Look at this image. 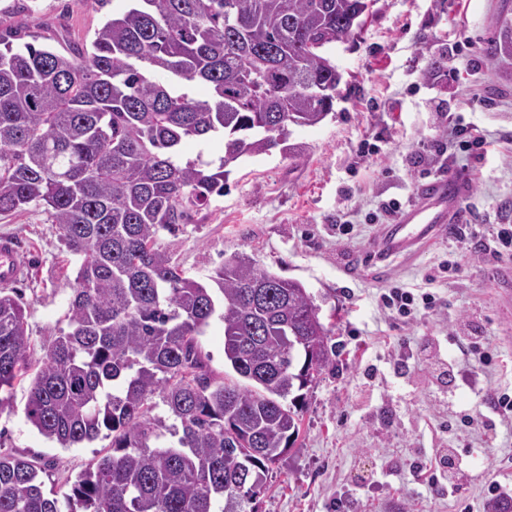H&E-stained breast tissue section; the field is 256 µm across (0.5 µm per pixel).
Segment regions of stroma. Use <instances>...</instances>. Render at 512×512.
I'll return each mask as SVG.
<instances>
[{"label": "stroma", "instance_id": "stroma-1", "mask_svg": "<svg viewBox=\"0 0 512 512\" xmlns=\"http://www.w3.org/2000/svg\"><path fill=\"white\" fill-rule=\"evenodd\" d=\"M125 0H0V28L40 35L53 48L88 44ZM512 22V0H375L366 24L329 54L343 74L334 110L320 124L296 127L280 151L232 169L223 195L194 208L157 244L189 275L203 277L240 255L256 267L299 281L330 331L336 355L303 389L300 434L273 465L244 512H488L492 481L512 486V421L490 407L491 394L512 396V321L500 291L512 289V257L489 256L458 271L442 266L470 251L473 229L512 225V64L485 53ZM447 70L429 72L432 58ZM463 115L488 140L483 156L460 158L467 182L462 210L436 238L384 262L371 251L382 226L380 203L411 205L418 172L448 171L430 150L447 141L448 118ZM376 148L360 156L362 142ZM352 224L347 236L336 221ZM14 239L27 278L16 283L27 308L32 361H41L66 329L76 265L58 225L43 209L0 215V238ZM400 286L440 298L406 324L377 306L381 289ZM476 314L480 344L493 360L478 366L463 353L457 318ZM210 376L234 380L224 362V324L212 319L200 338ZM28 380L16 382L0 411V451L56 460L45 490L69 493V479L103 453V441L63 448L28 421ZM451 448L471 477L456 491L447 480L428 488L417 477L436 449Z\"/></svg>", "mask_w": 512, "mask_h": 512}]
</instances>
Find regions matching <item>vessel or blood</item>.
<instances>
[{"label": "vessel or blood", "mask_w": 512, "mask_h": 512, "mask_svg": "<svg viewBox=\"0 0 512 512\" xmlns=\"http://www.w3.org/2000/svg\"><path fill=\"white\" fill-rule=\"evenodd\" d=\"M463 189L459 178H436L420 190L417 203L405 208L394 223L386 225L377 246L387 254L409 251L414 245L431 242L447 221L462 207ZM28 271L18 257L12 240L0 241V284L9 285L24 279Z\"/></svg>", "instance_id": "obj_1"}]
</instances>
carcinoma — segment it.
<instances>
[{
	"label": "carcinoma",
	"instance_id": "carcinoma-1",
	"mask_svg": "<svg viewBox=\"0 0 512 512\" xmlns=\"http://www.w3.org/2000/svg\"><path fill=\"white\" fill-rule=\"evenodd\" d=\"M367 0H128L91 49L63 55L0 31V214L34 205L78 268L25 413L62 448L112 438L70 485L80 512H240L299 433L296 403L336 348L298 281L235 256L204 279L157 246L224 194L231 166L288 144L332 111L343 73L328 48ZM486 52L512 61V26ZM201 83L208 96H194ZM224 138L218 161L181 160ZM222 307L212 381L199 337ZM32 369L26 309L0 289V390ZM164 406L173 423L155 413ZM56 463L0 452V512H61L39 474ZM182 149L185 158L193 159L201 149H204L205 159H216L224 155V139L220 135L214 136L205 146H200L195 140H187Z\"/></svg>",
	"mask_w": 512,
	"mask_h": 512
}]
</instances>
